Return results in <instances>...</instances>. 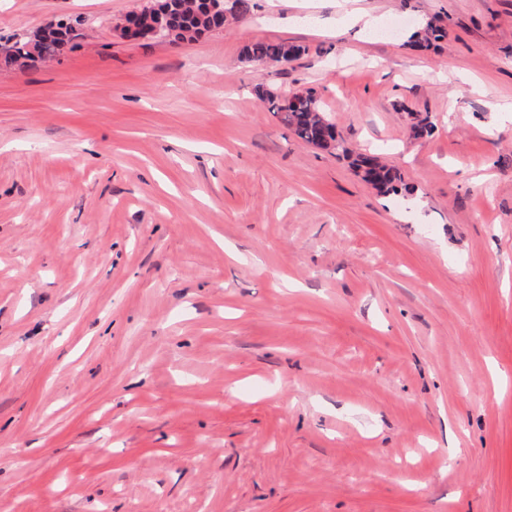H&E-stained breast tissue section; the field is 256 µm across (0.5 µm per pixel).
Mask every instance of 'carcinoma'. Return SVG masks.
I'll return each mask as SVG.
<instances>
[{"mask_svg":"<svg viewBox=\"0 0 512 512\" xmlns=\"http://www.w3.org/2000/svg\"><path fill=\"white\" fill-rule=\"evenodd\" d=\"M208 2L210 0H149L133 16L158 24L170 42L192 41L221 30V21L209 15ZM445 35L443 26L430 22L423 34L412 37V46L429 50L436 47ZM80 36L77 20L69 23L63 32H51L49 38L41 37L38 30L26 33L0 45V63L12 67L20 57L32 63L62 59L74 49L75 40ZM306 51L307 48L300 44L258 39L246 44L242 54L248 61L265 65L270 61L286 63L301 57ZM257 95L269 105L270 111L290 134L322 152L338 149L336 124L313 92H307L306 99L290 107L285 106L282 93L274 89L261 86L257 88ZM351 165L355 173L381 197L404 196L414 191L398 169L382 163L371 153L355 154Z\"/></svg>","mask_w":512,"mask_h":512,"instance_id":"cac0c4a2","label":"carcinoma"}]
</instances>
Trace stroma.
I'll list each match as a JSON object with an SVG mask.
<instances>
[{"instance_id": "obj_1", "label": "stroma", "mask_w": 512, "mask_h": 512, "mask_svg": "<svg viewBox=\"0 0 512 512\" xmlns=\"http://www.w3.org/2000/svg\"><path fill=\"white\" fill-rule=\"evenodd\" d=\"M145 2L0 0L1 39L83 22L0 67V512H512V0L122 39ZM260 84L313 90L342 152ZM365 149L414 194L379 197ZM79 21L75 19L66 27L65 32L51 31L52 38H42L40 29L14 37L13 42L0 45V62L7 67L16 64L19 57L35 62L66 57L75 47V40L80 38ZM446 31L442 25H438L434 22L427 24L423 34L413 35L411 46L417 47L420 50H430L437 46L436 43L440 42L445 38ZM307 48L300 44L258 39L246 44L242 49L248 61L267 65L270 61L287 63L304 55ZM256 92L290 134L322 152L332 153L338 149L336 124L312 91H307L305 100L290 107L285 106L283 94L277 90L261 86Z\"/></svg>"}]
</instances>
